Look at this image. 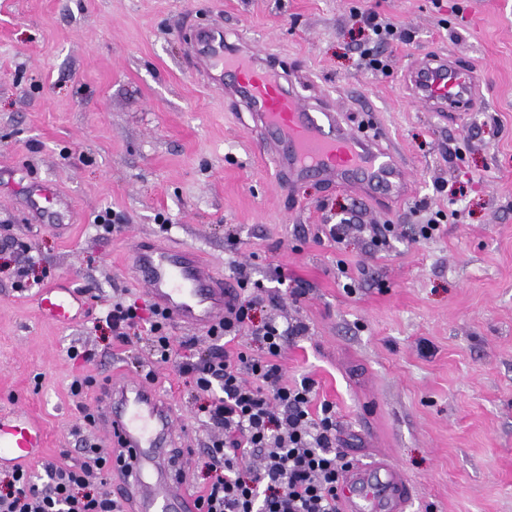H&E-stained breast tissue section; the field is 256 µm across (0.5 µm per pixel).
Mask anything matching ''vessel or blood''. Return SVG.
Wrapping results in <instances>:
<instances>
[{
    "label": "vessel or blood",
    "mask_w": 512,
    "mask_h": 512,
    "mask_svg": "<svg viewBox=\"0 0 512 512\" xmlns=\"http://www.w3.org/2000/svg\"><path fill=\"white\" fill-rule=\"evenodd\" d=\"M197 70L225 83V93L244 106L260 129L259 144L276 158L280 186L314 178L330 187L359 188L391 200L405 199L410 178L398 154L377 137L357 134L324 99L304 101L286 85L279 63L252 47L229 45L224 29L192 32ZM418 101L456 120L476 106L480 73L457 59L424 57L410 71ZM13 186L30 219L61 231L70 228V202L49 184L20 172ZM129 262L152 303L169 322L206 330L218 324L231 304L232 288L215 277L191 247L136 245ZM41 316L61 324L73 318V297L50 285L36 298ZM121 453L115 481L130 500L131 512H199L198 497L170 466L177 446L171 404L145 381L113 375L100 409ZM45 430L25 408L0 412V462H20L45 447ZM412 484L386 456L350 466L339 501L340 512H410Z\"/></svg>",
    "instance_id": "vessel-or-blood-1"
}]
</instances>
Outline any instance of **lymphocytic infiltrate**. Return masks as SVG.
<instances>
[{
    "instance_id": "lymphocytic-infiltrate-1",
    "label": "lymphocytic infiltrate",
    "mask_w": 512,
    "mask_h": 512,
    "mask_svg": "<svg viewBox=\"0 0 512 512\" xmlns=\"http://www.w3.org/2000/svg\"><path fill=\"white\" fill-rule=\"evenodd\" d=\"M370 36L357 50L371 71L386 72L380 48L406 40L405 31L378 14H363ZM223 322L209 330L219 341L245 334L263 349L201 354L194 340L173 343L168 321L152 303L115 300L104 313L114 339L127 343L132 329H143L151 356L174 363L196 391L197 411L212 430L203 453L208 483L201 489L202 512H339L343 477L349 467L336 450V410L317 401L316 382L291 384L279 362L288 337L301 335L299 323L256 321L262 297L248 276ZM82 461L50 464L47 481L35 483L20 465L0 469V512H123L106 491L89 481L110 459L82 439Z\"/></svg>"
}]
</instances>
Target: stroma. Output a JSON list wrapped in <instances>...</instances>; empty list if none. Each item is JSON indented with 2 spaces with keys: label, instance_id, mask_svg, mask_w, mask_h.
<instances>
[{
  "label": "stroma",
  "instance_id": "stroma-1",
  "mask_svg": "<svg viewBox=\"0 0 512 512\" xmlns=\"http://www.w3.org/2000/svg\"><path fill=\"white\" fill-rule=\"evenodd\" d=\"M409 31L372 72L354 48L352 9ZM223 25L282 62L303 98L327 96L354 130L379 132L413 183L401 203L275 186L242 108L192 70L185 18ZM426 53L484 77L482 105L455 122L409 95L405 70ZM67 196V233L27 223L0 183V263L38 255L40 284L86 291L83 316L42 319L40 284L0 275V409L44 422L35 479L78 446L83 414L113 374L139 375L145 337L112 340L98 321L116 297L145 298L126 253L139 240L200 249L217 277L263 287L257 317L304 325L280 362L336 405L337 445L353 463L388 454L413 484L411 512H512V0H0V170ZM456 216L423 238V211ZM111 211L115 230L96 216ZM386 228L370 243L367 228ZM91 349L71 360L72 343ZM189 434L191 489L204 482L210 429L192 387L153 366ZM91 385L72 394L74 376Z\"/></svg>",
  "mask_w": 512,
  "mask_h": 512
}]
</instances>
